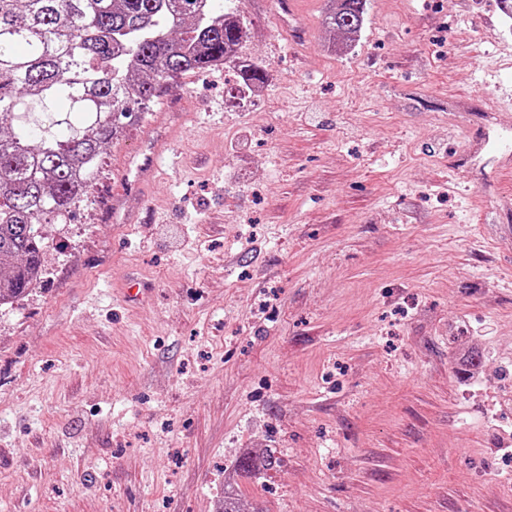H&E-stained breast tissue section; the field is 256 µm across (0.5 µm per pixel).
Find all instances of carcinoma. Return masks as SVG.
<instances>
[{
  "instance_id": "obj_1",
  "label": "carcinoma",
  "mask_w": 512,
  "mask_h": 512,
  "mask_svg": "<svg viewBox=\"0 0 512 512\" xmlns=\"http://www.w3.org/2000/svg\"><path fill=\"white\" fill-rule=\"evenodd\" d=\"M367 0L324 25L353 39ZM249 29L221 0H0V303L43 272L45 224L96 185L104 148L176 79L227 65ZM273 449L239 469L267 471Z\"/></svg>"
}]
</instances>
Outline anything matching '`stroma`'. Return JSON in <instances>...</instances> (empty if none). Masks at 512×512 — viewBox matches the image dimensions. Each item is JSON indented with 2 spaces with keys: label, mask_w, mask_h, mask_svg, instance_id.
Wrapping results in <instances>:
<instances>
[{
  "label": "stroma",
  "mask_w": 512,
  "mask_h": 512,
  "mask_svg": "<svg viewBox=\"0 0 512 512\" xmlns=\"http://www.w3.org/2000/svg\"><path fill=\"white\" fill-rule=\"evenodd\" d=\"M328 5L228 0L256 97L183 76L44 225L43 278L0 308V512H223L228 487L242 512H512V170L483 148L512 131V16L368 0L347 45ZM280 463L276 451L273 449H265L258 455H245L238 463L239 469L244 472L251 473L256 471H267L275 468Z\"/></svg>",
  "instance_id": "35a3bbf8"
}]
</instances>
